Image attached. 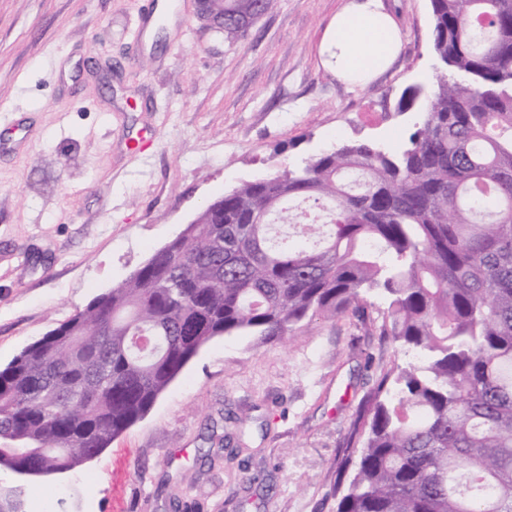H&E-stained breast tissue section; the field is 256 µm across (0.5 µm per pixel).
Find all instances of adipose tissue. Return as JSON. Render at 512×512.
Listing matches in <instances>:
<instances>
[{
	"label": "adipose tissue",
	"instance_id": "1",
	"mask_svg": "<svg viewBox=\"0 0 512 512\" xmlns=\"http://www.w3.org/2000/svg\"><path fill=\"white\" fill-rule=\"evenodd\" d=\"M400 47V31L379 0H348L327 28L321 54L339 80L362 84L387 69Z\"/></svg>",
	"mask_w": 512,
	"mask_h": 512
}]
</instances>
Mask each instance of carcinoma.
<instances>
[{
	"label": "carcinoma",
	"instance_id": "carcinoma-1",
	"mask_svg": "<svg viewBox=\"0 0 512 512\" xmlns=\"http://www.w3.org/2000/svg\"><path fill=\"white\" fill-rule=\"evenodd\" d=\"M277 2L208 9L233 42ZM429 2L436 84L402 91L422 112L406 144L343 141L241 182L24 348L0 368V469L95 458L217 336L282 342L351 313L413 360L353 420L336 512H512V0Z\"/></svg>",
	"mask_w": 512,
	"mask_h": 512
}]
</instances>
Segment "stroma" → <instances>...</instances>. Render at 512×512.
Wrapping results in <instances>:
<instances>
[{
  "instance_id": "1",
  "label": "stroma",
  "mask_w": 512,
  "mask_h": 512,
  "mask_svg": "<svg viewBox=\"0 0 512 512\" xmlns=\"http://www.w3.org/2000/svg\"><path fill=\"white\" fill-rule=\"evenodd\" d=\"M0 0V367L127 279L203 204L336 143L400 149L432 75L429 0H382L391 69L340 82L320 41L345 0H279L228 43L199 0ZM396 343L353 315L288 343L219 336L76 470H0L23 512H335L336 460ZM257 482H243V473Z\"/></svg>"
}]
</instances>
